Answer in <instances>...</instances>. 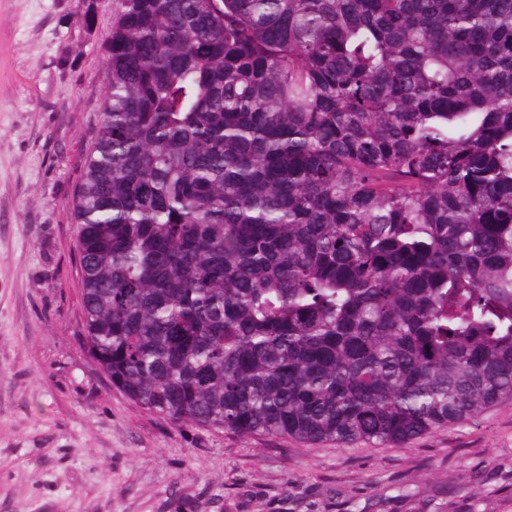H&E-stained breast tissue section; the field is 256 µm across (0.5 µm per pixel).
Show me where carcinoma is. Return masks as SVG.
<instances>
[{
	"label": "carcinoma",
	"instance_id": "1",
	"mask_svg": "<svg viewBox=\"0 0 512 512\" xmlns=\"http://www.w3.org/2000/svg\"><path fill=\"white\" fill-rule=\"evenodd\" d=\"M89 357L172 422L395 446L512 401V0H117Z\"/></svg>",
	"mask_w": 512,
	"mask_h": 512
}]
</instances>
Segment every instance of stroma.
I'll return each instance as SVG.
<instances>
[{
	"instance_id": "1",
	"label": "stroma",
	"mask_w": 512,
	"mask_h": 512,
	"mask_svg": "<svg viewBox=\"0 0 512 512\" xmlns=\"http://www.w3.org/2000/svg\"><path fill=\"white\" fill-rule=\"evenodd\" d=\"M112 0H0V512H512V403L395 448L174 423L83 344Z\"/></svg>"
}]
</instances>
